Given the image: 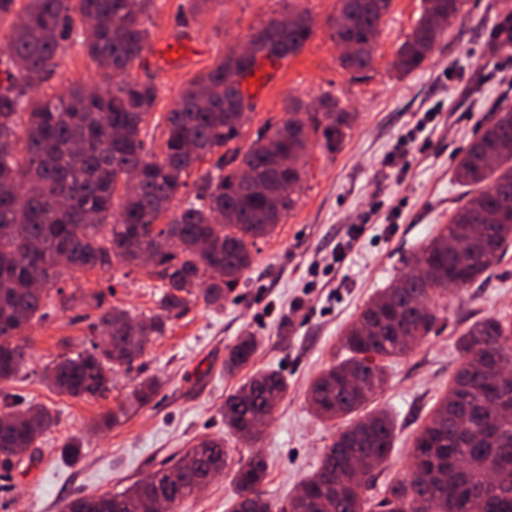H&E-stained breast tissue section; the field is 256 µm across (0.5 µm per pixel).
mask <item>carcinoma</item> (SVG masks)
<instances>
[{
    "label": "carcinoma",
    "mask_w": 512,
    "mask_h": 512,
    "mask_svg": "<svg viewBox=\"0 0 512 512\" xmlns=\"http://www.w3.org/2000/svg\"><path fill=\"white\" fill-rule=\"evenodd\" d=\"M203 0H185L175 15L189 26ZM329 19L336 42L355 47L339 57L361 74L373 61L376 37L392 0H338ZM464 0H424L423 12L394 59L405 75L418 69L461 14ZM156 0H0V20L11 18L0 54L7 58L0 83V384L25 365L23 335L50 315L52 286L66 276L77 283L113 262L140 266L152 252V273L163 282L158 312L133 319L118 307L104 310L92 331L110 345L65 354L42 374L46 385L71 397L104 396L112 372L131 367L153 339L181 315L194 289L221 307L252 264L251 247L274 233L296 204L306 176L311 137L332 152L345 136L349 113L323 95L319 110L298 116L288 109L280 125L259 129L247 149L238 120L243 81L256 67L231 49L194 77L163 117V143L146 147L149 118L160 89L130 75L151 48L146 26ZM79 13L84 26H72ZM313 34L307 9L288 6L252 33L271 49L274 63L296 55ZM82 47L112 87L76 84L37 97L58 66L63 43ZM494 118L460 158L455 175L464 185L486 188L457 208L412 258L413 269L383 288L341 336L348 356L312 382L309 406L322 420L343 418L382 391V362L408 354L432 332L445 291L466 288L497 265L512 245V105L493 108ZM214 163L205 171L200 165ZM196 176L194 199L180 212L172 201ZM117 216H112L114 200ZM235 214L231 223L217 216ZM461 363L446 395L414 435L409 472L390 481L385 497L371 490L393 447L394 423L380 410L340 428L320 465L288 501L287 512H512V318L486 315L458 339ZM257 351L254 337L238 339L224 358L233 375ZM274 372L256 373L224 399V426L246 440L258 437L286 394ZM0 467L14 466L18 448H34L57 423L43 405L24 407L3 391ZM157 383L144 379L129 405L145 406ZM230 461L224 438L202 437L183 461L161 467L151 480L118 493L72 499L67 512H156L163 498L174 509L224 472ZM358 469H350L352 462ZM267 460L248 453L236 462L228 512H273L260 487Z\"/></svg>",
    "instance_id": "carcinoma-1"
}]
</instances>
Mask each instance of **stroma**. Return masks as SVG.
Here are the masks:
<instances>
[{
	"instance_id": "35a3bbf8",
	"label": "stroma",
	"mask_w": 512,
	"mask_h": 512,
	"mask_svg": "<svg viewBox=\"0 0 512 512\" xmlns=\"http://www.w3.org/2000/svg\"><path fill=\"white\" fill-rule=\"evenodd\" d=\"M181 0H163L148 26L152 49L131 74L153 77L161 90L157 113L168 112L179 91L211 66L217 50L243 46L262 22L283 12L288 0H209L186 30L174 26ZM310 9L313 35L298 55L266 83H249L255 103L243 144L264 123L287 119L298 101L315 110L324 93L336 96L351 114L350 127L336 151L310 147L307 175L297 204L273 236L258 242L254 262L222 308L190 297L183 314L172 319L165 336L149 343L132 369H118L112 389L102 397L73 398L50 390L40 378L59 355L89 347L90 326L103 309L117 306L131 317L156 313L162 282L146 270L113 265L89 273L81 289L62 284L77 298L73 307L52 310L28 333V358L8 390L20 404L37 403L59 421L36 450L0 472V512H66L81 494L116 491L172 465L195 438H223L236 455L261 452L268 475L261 486L273 506L295 495L319 465L337 431L335 423L311 413V381L346 352L339 338L378 289L399 278L412 256L449 223L453 210L476 194L458 183L455 166L490 121L493 104H512L511 52L499 33L512 0H465L462 15L445 32L420 69L402 75L392 67L397 48L411 34L423 0H392L380 26L371 69L352 79L339 62L340 49L328 24L336 0H297ZM184 52L165 55L169 40ZM111 75L97 69L79 48L66 49L44 84L60 91L78 83L110 86ZM349 245L346 261L326 279L311 266L331 261ZM512 315V251L475 284L449 290L441 301L435 332L407 355L386 365L387 382L369 403L394 424L393 448L374 495L409 469L413 434L448 389L460 354L456 340L475 319ZM255 336L256 371H275L288 384L270 424L256 442L224 430V399L246 380L224 374V357L243 335ZM146 377L159 380L154 399L130 410L109 429L99 426ZM82 444L77 462L61 455L65 440ZM234 467L225 468L176 512H227Z\"/></svg>"
}]
</instances>
